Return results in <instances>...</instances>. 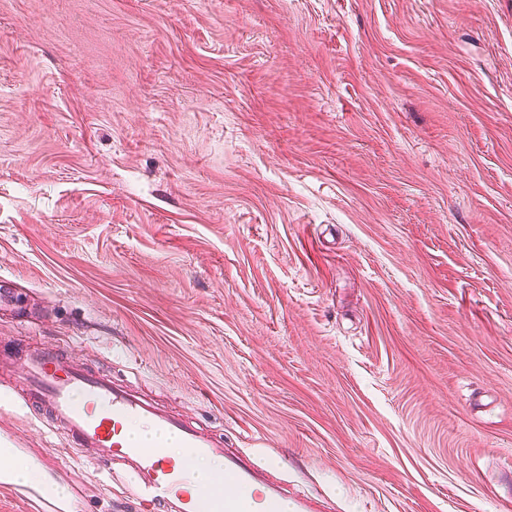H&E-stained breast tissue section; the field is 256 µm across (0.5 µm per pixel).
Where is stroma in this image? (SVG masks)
I'll return each mask as SVG.
<instances>
[{
    "mask_svg": "<svg viewBox=\"0 0 512 512\" xmlns=\"http://www.w3.org/2000/svg\"><path fill=\"white\" fill-rule=\"evenodd\" d=\"M2 290L318 512H512V0H0ZM23 388L0 512H134Z\"/></svg>",
    "mask_w": 512,
    "mask_h": 512,
    "instance_id": "stroma-1",
    "label": "stroma"
}]
</instances>
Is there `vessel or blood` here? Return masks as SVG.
Masks as SVG:
<instances>
[{"mask_svg":"<svg viewBox=\"0 0 512 512\" xmlns=\"http://www.w3.org/2000/svg\"><path fill=\"white\" fill-rule=\"evenodd\" d=\"M24 401L38 409L72 447L90 451L104 469L121 464L133 495L151 512H313L309 499L289 495L275 467H256L249 457L225 452L193 421L176 418L110 378L80 368L73 355L46 346L24 359ZM152 426L156 442L131 439V425ZM184 450L175 457L166 442ZM219 456L223 469L192 488L197 457Z\"/></svg>","mask_w":512,"mask_h":512,"instance_id":"obj_1","label":"vessel or blood"}]
</instances>
